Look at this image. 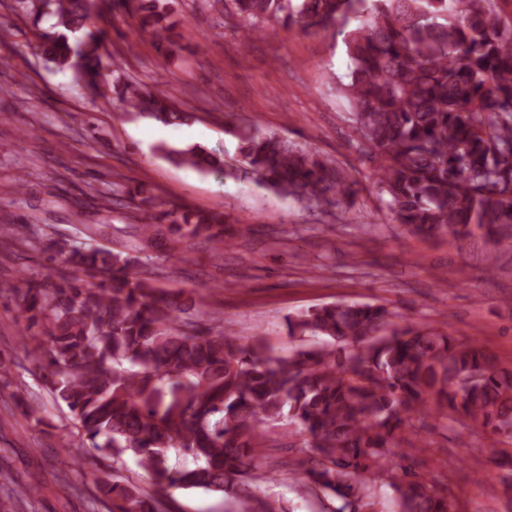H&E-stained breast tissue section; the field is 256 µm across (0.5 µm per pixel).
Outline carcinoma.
I'll list each match as a JSON object with an SVG mask.
<instances>
[{"label":"carcinoma","instance_id":"obj_1","mask_svg":"<svg viewBox=\"0 0 512 512\" xmlns=\"http://www.w3.org/2000/svg\"><path fill=\"white\" fill-rule=\"evenodd\" d=\"M253 41L264 24L302 31L336 28L349 58L336 83L375 161L381 200L413 234L468 236L482 230L512 251V26L496 0H232ZM24 12L55 19L29 51L83 79L92 92L112 81L127 111L163 123L190 114L166 93L123 78L102 61L93 0H20ZM166 51L184 21L169 0H117ZM239 166L198 144L162 145V156L224 178L250 174L298 204L347 207L355 182L333 161L275 132L236 124ZM133 239L112 247L44 233L36 248L59 260L58 277L14 289L20 341L43 386L70 412V460L133 457L143 488L95 475L107 512H169L171 488L224 494L233 512H274L255 495L267 478V426L296 432L306 457L304 489L337 502L331 512H374L380 482L400 512H455L448 491L422 480L404 448L426 417L482 423L512 438V369L447 326L427 327L379 304L337 301L285 318L291 337L319 342L280 354L202 326V311L157 288L139 271L148 249L173 263L204 245H231L222 213L195 211L119 184ZM20 225L0 224V245ZM192 458L194 467L170 457Z\"/></svg>","mask_w":512,"mask_h":512}]
</instances>
